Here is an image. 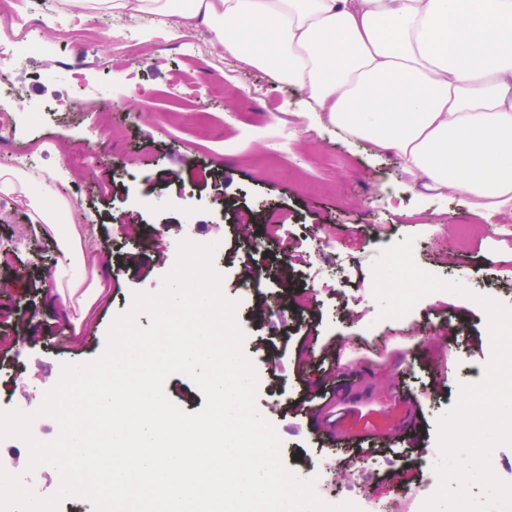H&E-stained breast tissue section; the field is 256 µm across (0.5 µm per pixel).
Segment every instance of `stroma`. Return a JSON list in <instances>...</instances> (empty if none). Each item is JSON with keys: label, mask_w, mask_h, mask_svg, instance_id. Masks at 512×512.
Here are the masks:
<instances>
[{"label": "stroma", "mask_w": 512, "mask_h": 512, "mask_svg": "<svg viewBox=\"0 0 512 512\" xmlns=\"http://www.w3.org/2000/svg\"><path fill=\"white\" fill-rule=\"evenodd\" d=\"M12 6L49 32L38 54L12 58L24 31L0 22L12 87L0 110L15 117L0 166L39 145L41 175L78 198L71 220L111 261L107 301L63 335L51 275L70 264L24 208L0 200V404L35 411L63 364L102 353L135 293L160 290L179 242L199 240L221 247L213 266L284 464L335 501L393 508L418 492L438 418L491 358L478 297L512 308V204L478 214L466 196L425 189L394 154L316 124L296 87L218 50L205 29L89 13L70 37L52 0ZM75 71L82 82H66ZM407 236L419 268L471 295L435 292L410 318L381 320L372 265ZM292 251L301 259L286 263Z\"/></svg>", "instance_id": "35a3bbf8"}]
</instances>
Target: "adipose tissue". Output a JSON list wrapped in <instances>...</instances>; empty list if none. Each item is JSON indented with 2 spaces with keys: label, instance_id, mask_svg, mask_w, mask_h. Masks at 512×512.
<instances>
[{
  "label": "adipose tissue",
  "instance_id": "obj_1",
  "mask_svg": "<svg viewBox=\"0 0 512 512\" xmlns=\"http://www.w3.org/2000/svg\"><path fill=\"white\" fill-rule=\"evenodd\" d=\"M116 15L178 13L213 44L297 86L315 117L394 152L414 179L471 198L477 211L512 201V0H67ZM34 175L0 168V199L55 226L81 275L55 287L63 319L103 298L106 249H85L68 203Z\"/></svg>",
  "mask_w": 512,
  "mask_h": 512
}]
</instances>
